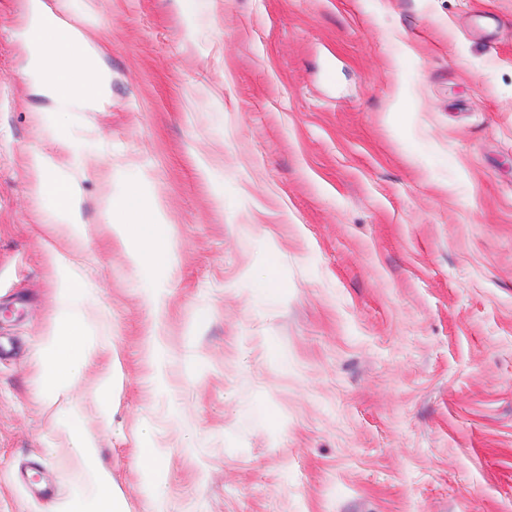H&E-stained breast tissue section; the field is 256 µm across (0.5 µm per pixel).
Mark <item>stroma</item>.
Instances as JSON below:
<instances>
[{"mask_svg":"<svg viewBox=\"0 0 512 512\" xmlns=\"http://www.w3.org/2000/svg\"><path fill=\"white\" fill-rule=\"evenodd\" d=\"M47 2L110 95L59 111L0 0V512L76 494L70 406L127 512H512V0ZM61 134L85 243L27 167ZM136 179L170 247L142 272L110 224ZM58 255L98 354L55 397ZM139 467L145 487L154 494H159L166 481L160 453L155 448H141Z\"/></svg>","mask_w":512,"mask_h":512,"instance_id":"obj_1","label":"stroma"}]
</instances>
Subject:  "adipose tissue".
<instances>
[{"label": "adipose tissue", "mask_w": 512, "mask_h": 512, "mask_svg": "<svg viewBox=\"0 0 512 512\" xmlns=\"http://www.w3.org/2000/svg\"><path fill=\"white\" fill-rule=\"evenodd\" d=\"M28 35L33 44L31 70L58 109L101 111L109 95L111 76L95 68L94 63L109 51V44L91 38L81 21L57 15L45 0H31ZM29 169L39 190L56 200L53 223L66 225L71 240H86L88 230L80 216L76 179L62 171L53 156L42 153L30 158ZM112 230L135 267L167 262L162 226L137 190L113 200ZM55 277L57 325L43 343L41 359L49 387L59 395L72 390L81 368L95 357L97 343L86 323L89 292L82 286L80 269L59 260ZM57 424L72 439L71 456L82 482L81 491L66 512H126L123 500L113 489L111 472L99 464L94 445L81 432L78 411L72 407L61 411Z\"/></svg>", "instance_id": "obj_1"}]
</instances>
